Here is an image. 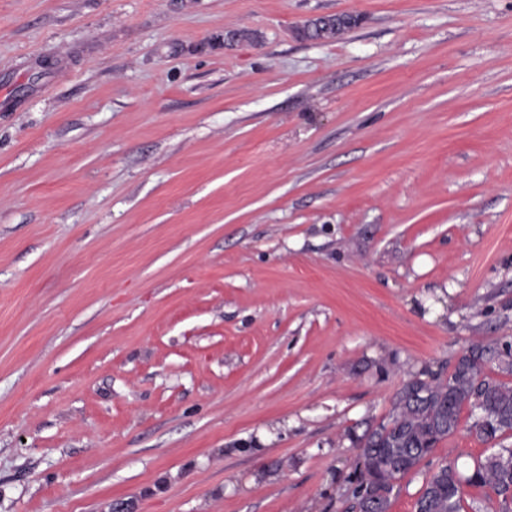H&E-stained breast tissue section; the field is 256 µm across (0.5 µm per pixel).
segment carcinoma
<instances>
[{
    "label": "carcinoma",
    "instance_id": "obj_1",
    "mask_svg": "<svg viewBox=\"0 0 512 512\" xmlns=\"http://www.w3.org/2000/svg\"><path fill=\"white\" fill-rule=\"evenodd\" d=\"M511 354L509 346L473 344L447 375H415L403 383L388 420L355 437L359 452L348 475L353 512H389L397 481L457 432L465 408L473 419L470 431L481 441L512 433V383L486 374L492 362L511 374ZM465 484L486 488L505 504L512 502V448L501 447L477 459L464 479L454 463H440L416 500L415 512H461Z\"/></svg>",
    "mask_w": 512,
    "mask_h": 512
}]
</instances>
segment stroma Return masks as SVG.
Returning a JSON list of instances; mask_svg holds the SVG:
<instances>
[{"instance_id":"1","label":"stroma","mask_w":512,"mask_h":512,"mask_svg":"<svg viewBox=\"0 0 512 512\" xmlns=\"http://www.w3.org/2000/svg\"><path fill=\"white\" fill-rule=\"evenodd\" d=\"M475 341L512 0H0V512H350V431Z\"/></svg>"}]
</instances>
